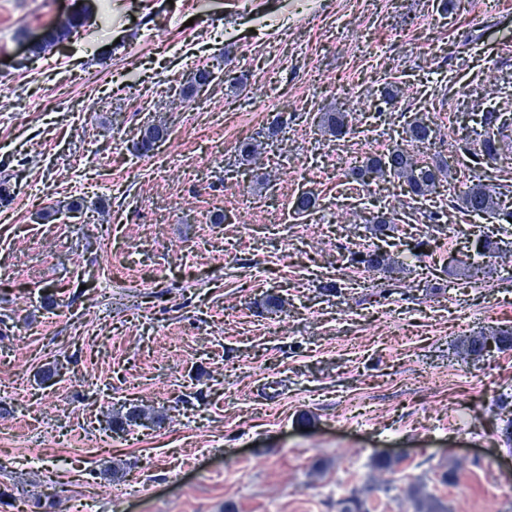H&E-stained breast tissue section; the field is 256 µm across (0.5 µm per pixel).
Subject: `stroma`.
Returning <instances> with one entry per match:
<instances>
[{
    "mask_svg": "<svg viewBox=\"0 0 512 512\" xmlns=\"http://www.w3.org/2000/svg\"><path fill=\"white\" fill-rule=\"evenodd\" d=\"M505 45L512 0H0V512H512V350L462 352L512 329V225L448 195L481 179L512 198V141L484 155L479 125L512 122ZM416 117L431 145L407 138ZM152 123L168 134L136 156ZM392 148L448 184L356 182ZM477 234L500 248L472 278ZM373 249L392 269L357 264ZM134 406L147 418L112 428ZM80 25V21L78 18L73 17L67 19L63 23L59 24L56 27L50 28L44 32L41 39L35 42L30 48V55L32 57L40 56L42 53H45L47 50H50L58 43L67 39L72 31ZM348 123V113L346 112H326L321 117L322 127L337 139L349 134ZM491 344H494L497 348H511L512 331L491 330L488 333L474 336L464 345L463 352L466 356L479 355Z\"/></svg>",
    "mask_w": 512,
    "mask_h": 512,
    "instance_id": "1",
    "label": "stroma"
}]
</instances>
